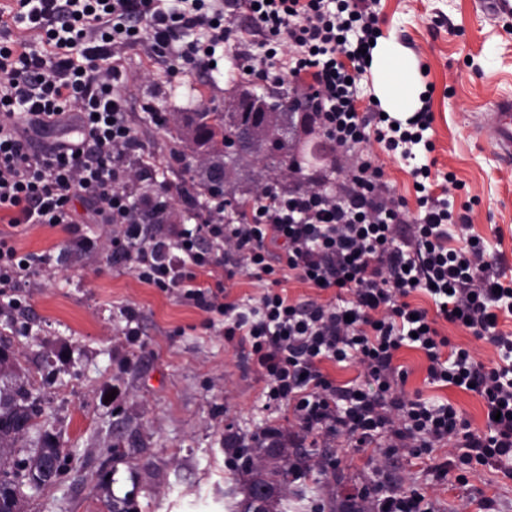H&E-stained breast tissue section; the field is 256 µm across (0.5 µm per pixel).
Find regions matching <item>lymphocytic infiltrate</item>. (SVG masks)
I'll return each instance as SVG.
<instances>
[{
  "instance_id": "lymphocytic-infiltrate-1",
  "label": "lymphocytic infiltrate",
  "mask_w": 512,
  "mask_h": 512,
  "mask_svg": "<svg viewBox=\"0 0 512 512\" xmlns=\"http://www.w3.org/2000/svg\"><path fill=\"white\" fill-rule=\"evenodd\" d=\"M264 49L250 73L305 83L317 120L338 148L376 138L411 158L433 151L432 95L404 123L358 108L357 82L369 66L364 51L380 35L375 0H246ZM186 31L199 39L180 44ZM224 0H5L0 5V213L11 224H74L73 200L88 223L116 227L129 246L138 279L177 291L224 318V338L246 350L265 378L268 407L307 435L346 437L354 448L420 456L453 446L436 466L477 471L512 459V335L498 328L512 315V280L488 259L481 238L449 245L458 225L447 199L422 188L417 213L384 192L371 159L349 170L336 195L322 186L255 195L246 219L228 221L222 202L187 228L143 224L125 191L137 178L126 165L140 149L126 110L120 47L139 46L170 71L209 67L229 39ZM285 70H277L281 53ZM45 256L20 254L0 236V296L25 287ZM222 267L224 281L198 285L199 273ZM255 273L269 286L254 306L228 300L225 280ZM342 293L341 303H297L281 293L286 277ZM423 291L435 314L413 306ZM465 327L497 355L475 362L451 344L438 320ZM421 350L427 378L483 400L488 422L473 429L449 402L435 404L404 390L408 373L394 363L402 347ZM359 364L367 385H339L323 362Z\"/></svg>"
}]
</instances>
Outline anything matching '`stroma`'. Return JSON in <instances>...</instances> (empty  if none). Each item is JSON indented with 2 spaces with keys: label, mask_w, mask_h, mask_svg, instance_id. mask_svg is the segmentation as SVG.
<instances>
[{
  "label": "stroma",
  "mask_w": 512,
  "mask_h": 512,
  "mask_svg": "<svg viewBox=\"0 0 512 512\" xmlns=\"http://www.w3.org/2000/svg\"><path fill=\"white\" fill-rule=\"evenodd\" d=\"M382 38L432 86V153L406 161L376 140L360 146L383 171L389 191L416 205L411 170L430 167L435 195L464 216L467 231L484 239L494 266L512 274V161L493 147L495 102L512 99V15L492 0H379ZM224 23L238 32L225 42L215 71L170 75L162 60L138 48L120 49L133 131L153 167L128 187L132 200H165L179 223L190 221L180 188L203 180L207 166L176 138L174 126L151 115L177 117L199 104L223 109L232 84L258 93L269 83L245 75L263 50L252 35L244 0H224ZM19 253L45 255L18 303L0 297V334L9 336L17 366L0 389L27 380L39 385L44 414L38 423L72 454L71 469L31 497L25 512H109L112 497L134 494L138 512H227L224 492L237 463L235 437L250 438L268 424L311 479L289 484L288 512L342 507L351 496L381 485L400 493L418 489L435 512H462L488 496L498 512H512V478L491 467L459 478L436 477L428 458L358 451L345 440L312 442L282 413L267 410L266 382L245 351L224 339L221 324L183 302L177 293L142 283L130 262L112 256V227L84 224L79 231L48 224L14 226L0 220ZM135 309L139 343L123 336ZM408 372L405 391L450 401L472 423L486 422L476 393L440 387L427 379L422 351L401 348L395 358ZM55 370L50 383L45 371ZM362 498V496H361ZM362 512H376L362 498Z\"/></svg>",
  "instance_id": "1"
}]
</instances>
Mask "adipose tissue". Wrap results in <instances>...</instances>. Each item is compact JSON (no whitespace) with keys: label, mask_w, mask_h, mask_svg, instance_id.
Listing matches in <instances>:
<instances>
[{"label":"adipose tissue","mask_w":512,"mask_h":512,"mask_svg":"<svg viewBox=\"0 0 512 512\" xmlns=\"http://www.w3.org/2000/svg\"><path fill=\"white\" fill-rule=\"evenodd\" d=\"M372 66L378 76V97L383 108L395 113L413 111L423 87L418 75L403 63L397 48L389 42L379 43Z\"/></svg>","instance_id":"ef3b65f1"}]
</instances>
